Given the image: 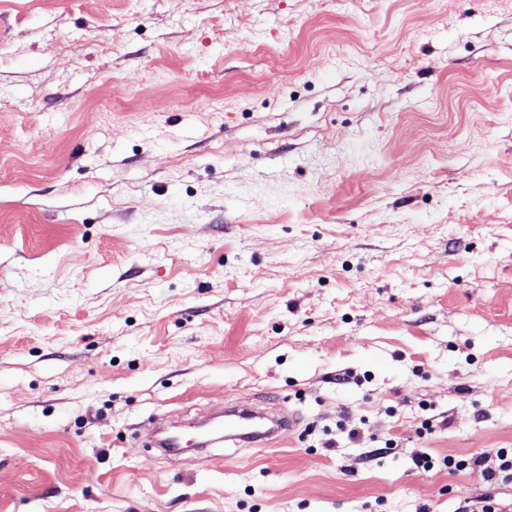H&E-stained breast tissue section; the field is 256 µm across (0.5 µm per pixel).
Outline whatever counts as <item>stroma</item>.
Masks as SVG:
<instances>
[{"label": "stroma", "instance_id": "1", "mask_svg": "<svg viewBox=\"0 0 512 512\" xmlns=\"http://www.w3.org/2000/svg\"><path fill=\"white\" fill-rule=\"evenodd\" d=\"M501 448L512 0H0V512H512ZM226 419L213 426V432L224 434L225 440L246 442L254 448H263L276 438L278 432L298 427L299 422L294 413L288 417L270 419L252 411H230Z\"/></svg>", "mask_w": 512, "mask_h": 512}]
</instances>
